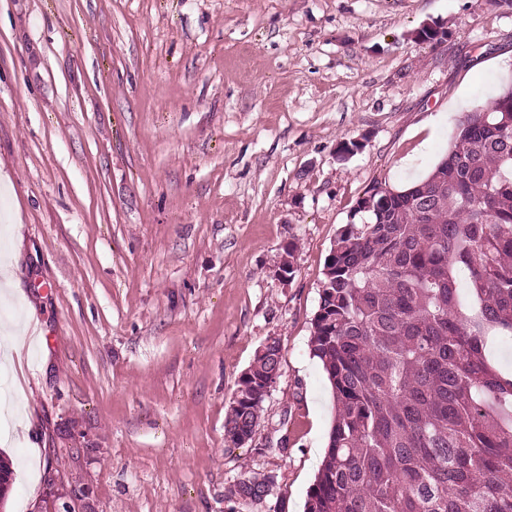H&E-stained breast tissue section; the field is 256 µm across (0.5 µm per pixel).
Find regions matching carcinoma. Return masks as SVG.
<instances>
[{"mask_svg":"<svg viewBox=\"0 0 512 512\" xmlns=\"http://www.w3.org/2000/svg\"><path fill=\"white\" fill-rule=\"evenodd\" d=\"M358 198L325 263L310 351L336 406L305 512H512V86L455 123L409 195ZM281 343L237 383L224 442L251 441ZM12 466L0 457V505ZM271 476L224 489L237 507Z\"/></svg>","mask_w":512,"mask_h":512,"instance_id":"1","label":"carcinoma"}]
</instances>
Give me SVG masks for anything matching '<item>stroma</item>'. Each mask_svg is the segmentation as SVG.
Returning a JSON list of instances; mask_svg holds the SVG:
<instances>
[{
    "label": "stroma",
    "mask_w": 512,
    "mask_h": 512,
    "mask_svg": "<svg viewBox=\"0 0 512 512\" xmlns=\"http://www.w3.org/2000/svg\"><path fill=\"white\" fill-rule=\"evenodd\" d=\"M511 80L494 0H0L6 512H227L255 472L276 485L243 512H304L334 417L308 341L336 233L372 182L428 174L453 100ZM271 336L262 421L227 446ZM248 367L249 375L245 370L237 383L235 394L238 400H233L227 410L224 422V442L228 445L241 446L252 441L263 413V403L268 393H264L265 384L274 382L280 372L281 343L278 338L269 337L263 343ZM264 352V353H263Z\"/></svg>",
    "instance_id": "obj_1"
}]
</instances>
